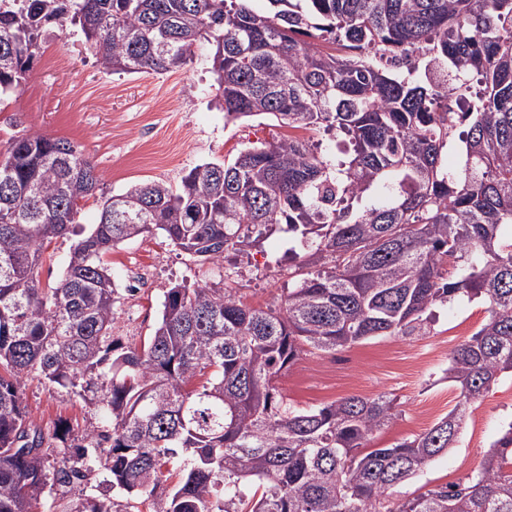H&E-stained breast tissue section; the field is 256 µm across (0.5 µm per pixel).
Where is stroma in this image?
Returning a JSON list of instances; mask_svg holds the SVG:
<instances>
[{"mask_svg":"<svg viewBox=\"0 0 512 512\" xmlns=\"http://www.w3.org/2000/svg\"><path fill=\"white\" fill-rule=\"evenodd\" d=\"M41 45L43 51L64 57L67 65L50 68L36 59L20 90L0 102V150L11 139L35 132L71 141L101 172L104 195L152 180L179 184L195 166L233 157L252 143L288 133L269 118L225 123L216 99L209 45H197L192 62L164 75L105 70L72 26L47 28ZM298 247L280 226L247 252L226 251L223 264L215 266L191 260L159 235L123 241L107 257L123 288L112 334L126 345L140 343L158 321L165 292L181 282L212 288L228 284L247 306L280 307L295 285L291 256ZM134 273L149 275L151 287L127 292ZM484 317L482 303L458 299L436 307L427 335L378 337L335 354L311 349L274 384L288 403L300 409L349 395H387L394 401L395 416L372 435L369 445L389 447L424 432L453 409L457 390L445 374L449 358ZM20 391L32 419L45 432H53L62 421L80 431L98 420L94 407L38 378L26 379ZM511 423L512 375H508L471 403L455 448L392 489V499L465 481L479 470ZM87 492L111 494L120 512H126L125 496L111 491L98 471L88 486L76 484L42 497L39 508L74 512Z\"/></svg>","mask_w":512,"mask_h":512,"instance_id":"stroma-1","label":"stroma"}]
</instances>
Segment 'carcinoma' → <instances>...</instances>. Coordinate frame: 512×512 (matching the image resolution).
I'll use <instances>...</instances> for the list:
<instances>
[{"label":"carcinoma","mask_w":512,"mask_h":512,"mask_svg":"<svg viewBox=\"0 0 512 512\" xmlns=\"http://www.w3.org/2000/svg\"><path fill=\"white\" fill-rule=\"evenodd\" d=\"M0 0V96L18 90L43 29L71 25L107 70L182 69L202 40L224 120L268 116L331 133L336 152L288 135L177 186L130 185L111 216L76 230L101 182L71 142L32 133L0 153V512H34L56 487L103 472L147 512H512V423L466 481L403 502L387 490L457 442L471 402L512 373V0ZM464 162L443 163L448 143ZM279 224L297 234L284 307L234 288H170L143 344L112 336L118 288L106 256L160 234L215 265ZM77 236L58 284L40 287L53 240ZM481 299L487 317L449 360L455 407L431 428L369 448L393 417L386 395L307 410L273 379L308 349L423 336L427 312ZM35 373L98 408L53 438L23 405ZM178 471L167 487L164 470ZM76 512H116L89 494Z\"/></svg>","instance_id":"obj_1"}]
</instances>
